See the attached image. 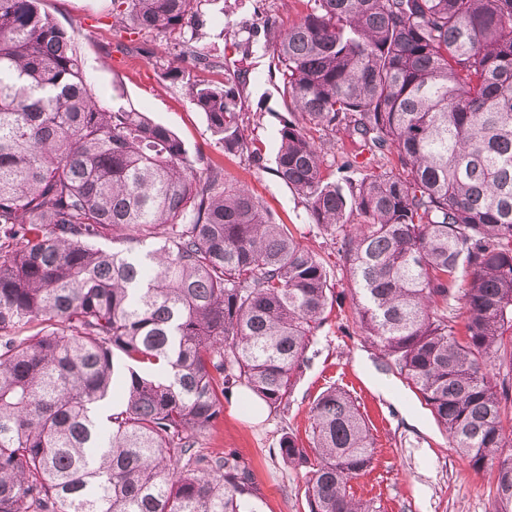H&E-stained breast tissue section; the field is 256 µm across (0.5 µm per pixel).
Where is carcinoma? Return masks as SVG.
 I'll return each instance as SVG.
<instances>
[{
    "label": "carcinoma",
    "mask_w": 512,
    "mask_h": 512,
    "mask_svg": "<svg viewBox=\"0 0 512 512\" xmlns=\"http://www.w3.org/2000/svg\"><path fill=\"white\" fill-rule=\"evenodd\" d=\"M203 2L112 0L113 25L178 35L165 75L237 156V85L193 79L217 67ZM307 4L263 22L291 109L275 173L340 242L364 334L479 472L512 399V0ZM340 132L397 167L336 178L319 140ZM107 229L141 248L98 247ZM330 278L224 167L103 107L38 0H0V512H255L248 463L198 443L234 387L288 407ZM280 453L309 467V512H376L352 492L375 443L345 389L312 403L310 448ZM494 484L512 512V455Z\"/></svg>",
    "instance_id": "carcinoma-1"
}]
</instances>
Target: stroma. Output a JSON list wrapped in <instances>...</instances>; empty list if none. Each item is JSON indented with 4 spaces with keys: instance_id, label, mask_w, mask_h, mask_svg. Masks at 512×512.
<instances>
[{
    "instance_id": "stroma-1",
    "label": "stroma",
    "mask_w": 512,
    "mask_h": 512,
    "mask_svg": "<svg viewBox=\"0 0 512 512\" xmlns=\"http://www.w3.org/2000/svg\"><path fill=\"white\" fill-rule=\"evenodd\" d=\"M39 7L73 34L91 83L108 107L147 113L183 141L190 157L201 154L221 164L227 179L247 184L276 223L291 227L333 274L337 301L308 351L287 411L251 415L242 404L246 389H234L224 398L220 424L201 440L206 451L235 452L250 465L257 512H308L305 470L282 458L280 441L291 435L307 444L310 407L333 384L356 397L375 438L371 468L352 483L356 496L373 501L378 512H496L491 473L497 458L488 459L480 473L462 461L429 407L366 341L355 322L352 283L337 245L310 224L304 205L273 171L279 117L286 108L273 92L261 50L245 56L231 44L240 37L258 45L264 40L256 29L259 17L289 24L306 11L307 0H207L202 7L207 37L199 47L218 62L205 77L223 79L225 64L240 61L238 79L249 114L245 134L258 151L254 157L225 156L185 87L165 78L172 41L150 37L146 51L122 54L114 49L120 35L112 27V0H40ZM228 15L236 23L232 33L223 25Z\"/></svg>"
}]
</instances>
